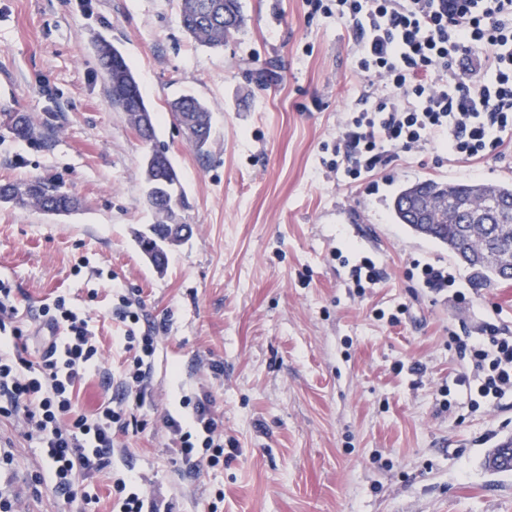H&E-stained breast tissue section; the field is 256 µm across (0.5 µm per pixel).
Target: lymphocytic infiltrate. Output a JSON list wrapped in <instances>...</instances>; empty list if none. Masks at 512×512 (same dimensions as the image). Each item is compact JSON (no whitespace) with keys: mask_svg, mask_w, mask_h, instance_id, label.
<instances>
[{"mask_svg":"<svg viewBox=\"0 0 512 512\" xmlns=\"http://www.w3.org/2000/svg\"><path fill=\"white\" fill-rule=\"evenodd\" d=\"M312 12L336 17L356 32L355 71L382 88L378 102L348 114L336 135L330 165L351 180L371 172L389 153H411L442 143L449 157L467 161L501 156L512 139V0H309ZM12 288L0 282V417L20 418L41 450L43 475L56 493L80 496L84 482L112 463L119 436L129 430L130 406L105 403L93 415L76 409L75 389L101 353L78 308L57 298L42 315L54 335L38 360L24 358L26 333L16 322ZM481 338L455 343L469 361L455 378L483 401L512 393V338L490 323ZM116 345L131 352L125 380L136 401L145 398L146 373L158 349L155 331H126ZM193 430L162 422L178 436L187 470L224 462V433L208 396L186 398ZM112 512H170L169 503L144 495L137 478L117 475Z\"/></svg>","mask_w":512,"mask_h":512,"instance_id":"f902f5d3","label":"lymphocytic infiltrate"}]
</instances>
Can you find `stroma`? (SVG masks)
<instances>
[{
	"label": "stroma",
	"mask_w": 512,
	"mask_h": 512,
	"mask_svg": "<svg viewBox=\"0 0 512 512\" xmlns=\"http://www.w3.org/2000/svg\"><path fill=\"white\" fill-rule=\"evenodd\" d=\"M241 3L244 28L212 50L183 33L178 0H0V113L36 129L22 141L0 128V183L40 178L78 201L67 216L0 206V280L31 331L27 355L48 339L44 305L63 295L85 310L103 355L76 389L91 415L125 396L117 289L143 305L135 332L161 338L131 431L85 485L96 512L127 472L173 512H512V473L485 465L512 441V397L474 407L451 388L467 366L452 334L512 331V280L476 286L388 209L412 182L512 184V141L478 165L429 144L349 180L323 146L380 95L354 70L352 27L307 0ZM99 39L124 53L189 201L192 235L161 273L132 235L155 221L149 146L112 106ZM183 94L210 107L207 154L168 110ZM366 257L382 276L358 288L350 269ZM426 263L450 269L453 290L425 287L413 270ZM202 393L223 422L224 463L188 474L160 420L190 421L183 401ZM0 443L14 456L0 492L25 512H85L51 484L33 492L39 451L20 419L0 418Z\"/></svg>",
	"instance_id": "1"
}]
</instances>
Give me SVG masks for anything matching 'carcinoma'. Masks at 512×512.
Instances as JSON below:
<instances>
[{
    "label": "carcinoma",
    "instance_id": "carcinoma-1",
    "mask_svg": "<svg viewBox=\"0 0 512 512\" xmlns=\"http://www.w3.org/2000/svg\"><path fill=\"white\" fill-rule=\"evenodd\" d=\"M178 18L190 38L211 48L224 46V41L245 25L241 0H180ZM95 50L107 77L111 99L119 105L128 125L139 137L152 143L144 157L142 177L155 195L156 222L136 231L135 241L153 267L161 272L168 262L169 225L179 223V212L187 207V199L168 151L154 144V112L146 104L123 53L105 40L98 42ZM169 111L197 152H207L211 135L207 104L196 96L184 95L169 103ZM1 124L18 138L31 140L35 136L28 119L12 112L0 113ZM9 189L20 194L12 197L5 194L0 198L20 207L62 214L75 210L78 205L72 195L39 178L24 183H0V192ZM421 201L433 205L428 217L430 224L423 236L448 246L455 258L487 284L508 277L491 258L512 247V184L485 188L474 183L417 181L403 186L392 197V219L419 232ZM505 466L512 469V443L494 449L488 458V467L493 471L499 472Z\"/></svg>",
    "mask_w": 512,
    "mask_h": 512
}]
</instances>
